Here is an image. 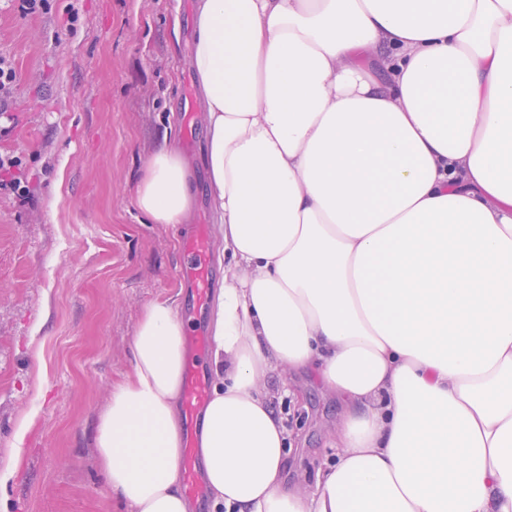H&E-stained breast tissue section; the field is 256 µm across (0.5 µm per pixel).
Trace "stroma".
Returning a JSON list of instances; mask_svg holds the SVG:
<instances>
[{"label":"stroma","instance_id":"1","mask_svg":"<svg viewBox=\"0 0 512 512\" xmlns=\"http://www.w3.org/2000/svg\"><path fill=\"white\" fill-rule=\"evenodd\" d=\"M50 4L30 13L0 0V55L16 71L0 153L22 158L27 181L25 194L0 193V470L18 468L11 512H126L99 470L94 430L131 372L135 327L158 298L188 328L207 331L210 318L189 304L182 225L149 223L132 204L143 162L167 139L194 173L190 223L212 221L189 65L194 0ZM294 385L306 392L299 411ZM262 392L299 437L290 479L314 486L336 456L335 397L285 371ZM30 411L36 421L18 436Z\"/></svg>","mask_w":512,"mask_h":512}]
</instances>
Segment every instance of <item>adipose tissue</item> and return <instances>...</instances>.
<instances>
[{
  "mask_svg": "<svg viewBox=\"0 0 512 512\" xmlns=\"http://www.w3.org/2000/svg\"><path fill=\"white\" fill-rule=\"evenodd\" d=\"M189 65L224 253L211 512H512V0H197ZM133 204L185 222L174 145ZM130 351L95 428L105 483L128 512H193L169 299ZM280 366L339 403L310 491L261 394Z\"/></svg>",
  "mask_w": 512,
  "mask_h": 512,
  "instance_id": "adipose-tissue-1",
  "label": "adipose tissue"
}]
</instances>
